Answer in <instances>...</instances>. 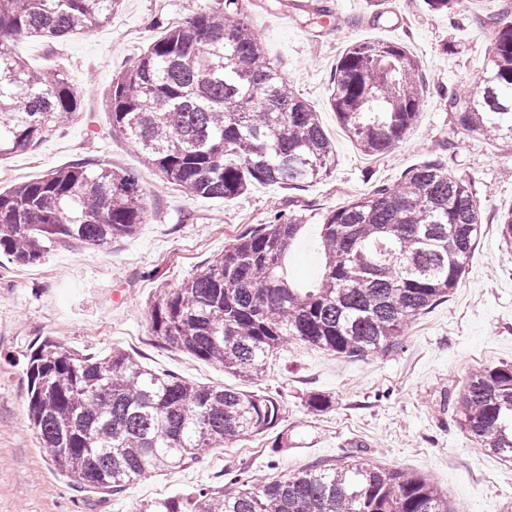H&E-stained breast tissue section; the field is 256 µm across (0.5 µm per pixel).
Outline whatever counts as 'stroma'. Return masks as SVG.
Returning a JSON list of instances; mask_svg holds the SVG:
<instances>
[{"instance_id": "obj_1", "label": "stroma", "mask_w": 512, "mask_h": 512, "mask_svg": "<svg viewBox=\"0 0 512 512\" xmlns=\"http://www.w3.org/2000/svg\"><path fill=\"white\" fill-rule=\"evenodd\" d=\"M512 0H460L447 13L423 0H329L330 23L307 28L298 13L247 0L252 26L295 91L318 112L335 161L327 176L299 188L257 185L225 201L186 197L112 131V78L133 65L151 38L183 24L187 0H115L112 16L55 48L23 39L16 50L35 68L58 70L76 89L82 116L37 145L0 161V189L92 158L135 171L149 203L139 231L106 248L58 247L36 265L0 258V512H139L148 502L209 485L227 469L281 477L316 461L347 457L427 477L452 512H512V461L473 447L453 411V398L480 367L512 363V249L496 220L512 208V137L489 140L463 129L448 110V94L466 95L485 61L498 13ZM405 46L422 63L424 110L387 153H362L328 104L330 80L342 52L356 42ZM441 157L472 176L484 214L466 271L448 298L420 314L393 350L363 360L290 343L258 381H244L152 336L149 311L162 288H177L242 235L278 212L305 225L288 271L310 286L320 268L319 232L325 216L410 167ZM96 358L118 348L143 365L198 385H223L276 397L288 447L275 432L215 448L199 460L152 472L125 493L81 491L48 460L26 413L27 356L43 338ZM333 400L311 412L309 395Z\"/></svg>"}]
</instances>
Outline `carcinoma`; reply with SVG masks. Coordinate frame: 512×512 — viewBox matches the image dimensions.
<instances>
[{"instance_id": "1", "label": "carcinoma", "mask_w": 512, "mask_h": 512, "mask_svg": "<svg viewBox=\"0 0 512 512\" xmlns=\"http://www.w3.org/2000/svg\"><path fill=\"white\" fill-rule=\"evenodd\" d=\"M244 0H215L151 40L112 79V129L145 165L192 197L233 199L256 184L301 186L327 174L334 151L317 112L268 58ZM114 0H0V158L80 115L60 73L29 66L20 39L52 48L112 16ZM296 9L312 24L324 0ZM497 25L475 90L452 93L459 124L494 140L512 135V21ZM420 61L405 47L366 41L340 56L329 104L365 153L404 140L424 104ZM149 206L138 177L83 159L0 190V256L35 265L58 244L103 247L134 235ZM483 213L473 179L439 156L326 215L323 268L303 288L286 259L304 225L277 215L242 236L151 305L152 335L247 381L290 342L341 358L382 354L448 297L466 270ZM512 246V208L497 217ZM26 411L53 466L79 489L124 493L147 473L200 459L278 428L273 396L201 386L155 372L122 350L101 360L52 338L29 354ZM454 405L476 448L512 458V364L475 370ZM139 512H448L425 478L357 460L315 463L285 478L239 470L219 486L158 499Z\"/></svg>"}]
</instances>
